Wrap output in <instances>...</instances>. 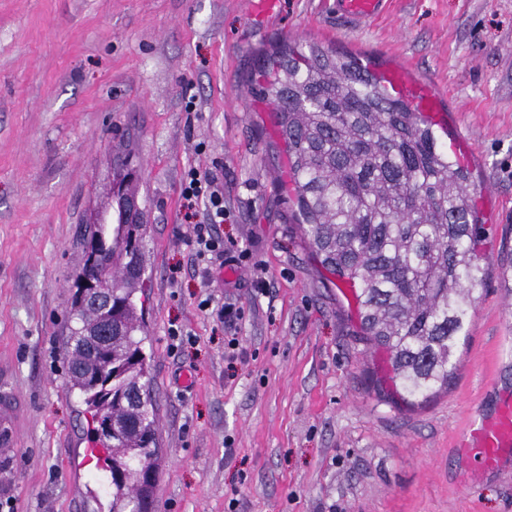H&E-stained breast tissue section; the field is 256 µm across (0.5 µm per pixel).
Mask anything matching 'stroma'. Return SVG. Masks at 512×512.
<instances>
[{
    "instance_id": "obj_1",
    "label": "stroma",
    "mask_w": 512,
    "mask_h": 512,
    "mask_svg": "<svg viewBox=\"0 0 512 512\" xmlns=\"http://www.w3.org/2000/svg\"><path fill=\"white\" fill-rule=\"evenodd\" d=\"M333 0H0V387L21 394L0 498L15 512H109L86 459L64 341L82 237L112 212L113 158L130 155L147 225L145 351L160 418L154 512H512V448L475 479L461 438L512 402V0H387L361 30ZM318 43L409 67L462 134L478 245L490 264L445 390L402 399L386 355L356 339L347 298L292 212L287 158L253 92L262 50ZM204 151H197L198 143ZM224 171L219 231L266 272L220 269L187 242L189 168ZM242 306L230 333L198 303ZM185 343L177 345L172 331ZM236 508H229V501Z\"/></svg>"
}]
</instances>
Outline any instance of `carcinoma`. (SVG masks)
<instances>
[{
	"label": "carcinoma",
	"mask_w": 512,
	"mask_h": 512,
	"mask_svg": "<svg viewBox=\"0 0 512 512\" xmlns=\"http://www.w3.org/2000/svg\"><path fill=\"white\" fill-rule=\"evenodd\" d=\"M254 93L276 112L303 238L336 280L358 286L361 340L388 354L406 396L448 385L451 356L464 335L483 259L484 226L470 204L471 173L441 142L434 124L389 96L354 56L285 41L264 59ZM143 213L130 224L89 226L76 275L65 358L70 390L91 414V443L105 454L112 512L149 508L161 457L157 404L143 349L136 294L144 271ZM112 277V338L89 335L102 320L86 305L81 275ZM112 421V441L99 435Z\"/></svg>",
	"instance_id": "carcinoma-1"
}]
</instances>
